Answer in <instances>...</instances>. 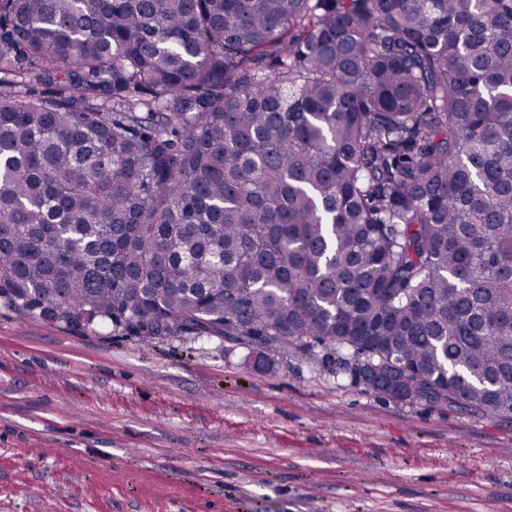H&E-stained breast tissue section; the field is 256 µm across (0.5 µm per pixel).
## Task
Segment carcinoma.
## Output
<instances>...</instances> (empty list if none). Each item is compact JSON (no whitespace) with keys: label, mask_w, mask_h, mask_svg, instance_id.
Listing matches in <instances>:
<instances>
[{"label":"carcinoma","mask_w":512,"mask_h":512,"mask_svg":"<svg viewBox=\"0 0 512 512\" xmlns=\"http://www.w3.org/2000/svg\"><path fill=\"white\" fill-rule=\"evenodd\" d=\"M0 299L512 414V0H0Z\"/></svg>","instance_id":"1"}]
</instances>
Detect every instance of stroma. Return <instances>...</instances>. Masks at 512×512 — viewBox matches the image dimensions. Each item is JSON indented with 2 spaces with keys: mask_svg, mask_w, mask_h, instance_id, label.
Returning <instances> with one entry per match:
<instances>
[{
  "mask_svg": "<svg viewBox=\"0 0 512 512\" xmlns=\"http://www.w3.org/2000/svg\"><path fill=\"white\" fill-rule=\"evenodd\" d=\"M0 512H512V415L0 301Z\"/></svg>",
  "mask_w": 512,
  "mask_h": 512,
  "instance_id": "stroma-1",
  "label": "stroma"
}]
</instances>
